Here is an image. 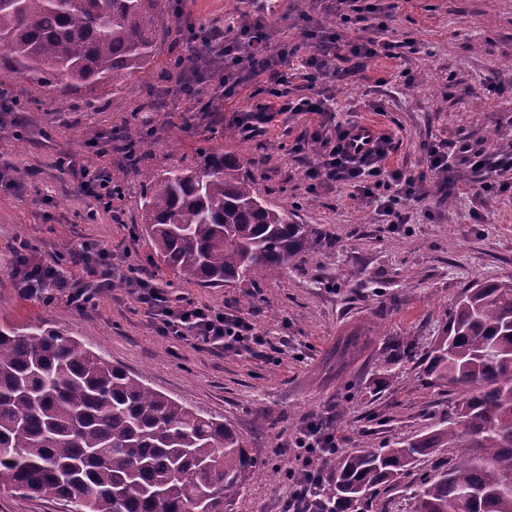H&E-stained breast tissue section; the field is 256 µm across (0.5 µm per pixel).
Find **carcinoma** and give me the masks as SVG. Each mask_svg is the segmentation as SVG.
<instances>
[{
	"label": "carcinoma",
	"instance_id": "cac0c4a2",
	"mask_svg": "<svg viewBox=\"0 0 512 512\" xmlns=\"http://www.w3.org/2000/svg\"><path fill=\"white\" fill-rule=\"evenodd\" d=\"M158 0H0V50L38 86L93 92L142 72L161 36ZM160 260L186 284L222 287L334 246L260 198L241 161L203 149L142 186ZM426 375L465 397L440 427L344 453L313 512H370L420 458L458 448L407 484V512H512V278L459 296ZM264 466L224 421L149 387L61 331L0 323V492L46 495L70 512H230Z\"/></svg>",
	"mask_w": 512,
	"mask_h": 512
}]
</instances>
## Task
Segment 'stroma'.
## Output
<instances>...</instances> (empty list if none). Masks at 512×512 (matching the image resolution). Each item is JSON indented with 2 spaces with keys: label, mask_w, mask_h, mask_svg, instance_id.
Returning a JSON list of instances; mask_svg holds the SVG:
<instances>
[{
  "label": "stroma",
  "mask_w": 512,
  "mask_h": 512,
  "mask_svg": "<svg viewBox=\"0 0 512 512\" xmlns=\"http://www.w3.org/2000/svg\"><path fill=\"white\" fill-rule=\"evenodd\" d=\"M346 10L340 0H162L160 23L169 35L117 93L36 87L10 73L0 51V93L10 104L0 110V319L76 337L153 389L224 419L252 456L281 469L311 421L329 422L342 451L437 428L460 395L431 383L422 359L466 285L512 277V191L477 196L478 173L459 165L439 176L422 145L471 136L497 153L512 147V0H401L382 32L368 20L342 23ZM245 14L263 15L270 45H298L296 66L313 51L301 34L306 16L316 31L392 43L390 55L327 81L318 93L337 122L394 136L390 168L423 176L434 197L414 204L408 223L384 224L350 188H310L305 165L313 154L293 146L318 129L320 116L286 113L255 136H240L235 116L263 98L257 80L225 94L221 68L204 53L187 71L200 102L185 100L168 61L187 24L236 32ZM132 126L150 143L138 164L142 179L199 148L223 151L240 159L260 197L288 205L298 223L323 230L335 248L218 288L180 283L141 231L139 185H126L107 209L74 177V167L86 165L119 178L127 163L113 145ZM89 128L97 143L85 140ZM22 241L35 258L55 259L60 277L85 286L90 279L75 257L83 242L131 250L160 287L249 314L265 343L221 352L157 335L121 282L84 309L23 295L13 271ZM358 330L368 333L365 348L337 364V344ZM399 339L415 344L400 379L386 361ZM289 495L286 477H255L232 512H283Z\"/></svg>",
  "instance_id": "1"
}]
</instances>
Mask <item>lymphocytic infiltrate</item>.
I'll return each mask as SVG.
<instances>
[{"instance_id":"f902f5d3","label":"lymphocytic infiltrate","mask_w":512,"mask_h":512,"mask_svg":"<svg viewBox=\"0 0 512 512\" xmlns=\"http://www.w3.org/2000/svg\"><path fill=\"white\" fill-rule=\"evenodd\" d=\"M263 28L262 19L257 18L240 29L234 38L228 39L222 29L213 27L204 41L206 51L224 60L225 91H232L240 82L257 77L263 78L266 84L267 99L241 111L236 118L239 132L247 137L264 129L276 114L282 112L328 115L324 100L310 97L287 100L283 97L282 86L296 77L307 85H316L336 76L332 60L344 56L369 59L376 54L374 40L343 42L339 37L331 36L321 42L318 52L309 55L300 73L293 74L288 70L291 48L285 45L270 48ZM357 128L354 122L337 123L333 128L313 132L310 142L314 158L305 172L307 179L315 187L333 184L352 187L360 199L375 203L386 223H407L409 205L420 202L427 195L422 177L387 166L386 161L395 149L390 135L381 134L370 139L367 149L357 148ZM426 158L429 169L434 172L448 170L455 161L475 170H488L489 179L481 184V193L512 189V183L499 178L500 170L512 169V157L490 161L483 142L467 138L455 144L431 141L426 147ZM28 250L25 244L16 247V270L32 294H39L43 286L51 284L57 295L69 304L81 307L93 301V294L75 290L68 280L58 277L53 265L31 264ZM124 282L138 306L153 316L159 335L221 349L260 340L254 324L243 312L215 309L170 294L157 287L154 280L141 276L135 265H128ZM295 446L297 452L287 470L291 484L290 501L300 504V512H311L304 502L315 496L319 489L320 463L335 455L336 436L313 422L298 433Z\"/></svg>"}]
</instances>
